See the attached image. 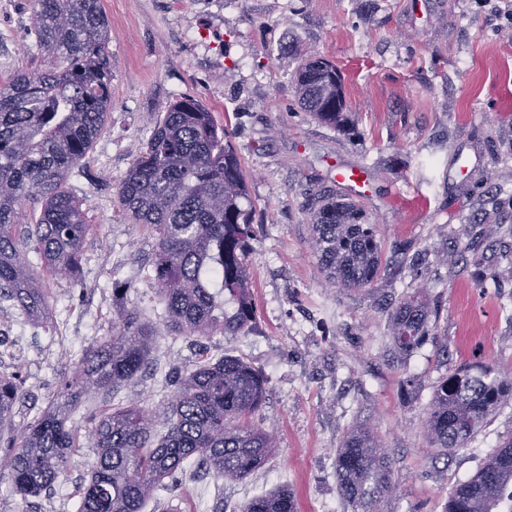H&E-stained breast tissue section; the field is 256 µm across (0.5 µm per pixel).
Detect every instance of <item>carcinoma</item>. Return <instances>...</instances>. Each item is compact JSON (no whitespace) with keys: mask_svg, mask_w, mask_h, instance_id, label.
Here are the masks:
<instances>
[{"mask_svg":"<svg viewBox=\"0 0 512 512\" xmlns=\"http://www.w3.org/2000/svg\"><path fill=\"white\" fill-rule=\"evenodd\" d=\"M36 47L50 61L43 70L14 71L0 85V299L34 322L46 318L50 281L81 280L83 245L95 231L85 200L67 189L77 166L89 170V151L112 109V59L101 0H32ZM303 108L318 121L344 130L352 124L336 65L311 56L295 74ZM226 132L198 100L178 97L160 115L144 150L117 190L133 223L157 234L153 285L166 327L195 337L198 361L173 376L166 431L152 440L150 410L139 403L105 404L90 438L95 457L79 489L78 512H143L168 478L189 461L224 480L248 478L274 447L272 434L253 423L266 395L264 379L234 356L207 358L202 339L248 331L254 307L246 251L250 211L246 183ZM41 204L34 223L21 217ZM314 213L311 244L325 277L343 288H364L379 271L376 225L360 208L326 197ZM220 285L234 305L224 309ZM118 326L112 336L82 353L76 376L62 384L60 402L16 429L0 450V475L27 503L66 474L81 429L70 414L93 389H113L145 369L158 332L114 288ZM429 310L417 295L392 315L396 348L411 352L429 338ZM29 398L22 375L0 374V425ZM512 398V377L472 364L434 387L425 425L432 446L450 453L463 447L501 403ZM391 462L368 428L341 442L336 474L351 512H379L392 491ZM240 512H296L290 490L257 497ZM445 512H512V441L448 496Z\"/></svg>","mask_w":512,"mask_h":512,"instance_id":"1","label":"carcinoma"}]
</instances>
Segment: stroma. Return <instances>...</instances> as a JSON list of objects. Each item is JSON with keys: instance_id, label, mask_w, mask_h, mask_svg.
Here are the masks:
<instances>
[{"instance_id": "35a3bbf8", "label": "stroma", "mask_w": 512, "mask_h": 512, "mask_svg": "<svg viewBox=\"0 0 512 512\" xmlns=\"http://www.w3.org/2000/svg\"><path fill=\"white\" fill-rule=\"evenodd\" d=\"M111 40L112 115L89 153L96 175L73 172L96 230L83 247L80 284L51 281L46 325L0 302V345L27 343L15 367L45 408L82 352L112 333V289L125 286L161 328L146 369L114 401L139 402L164 431L169 376L197 357L192 339L165 330L152 285L156 237L131 224L116 191L162 112L178 96L202 102L226 127L247 181L254 238L246 257L251 330L207 340L212 360L238 357L266 382L254 420L276 437L242 481L188 468L155 494L177 512H239L288 488L298 512H347L336 450L370 426L391 458L393 490L381 512H444L448 493L512 440V399L451 456L423 421L442 376L480 362L512 375V38L480 0H102ZM32 0H0V82L39 64ZM330 59L354 123L340 131L301 109L293 73L302 57ZM476 159L452 178L455 151ZM365 167L350 193L339 169ZM352 199L381 242L380 270L364 288L325 281L311 247L315 202ZM419 294L431 310L424 346L399 355L392 313ZM36 407V408H37ZM94 457L81 437L65 479L37 512H77Z\"/></svg>"}]
</instances>
